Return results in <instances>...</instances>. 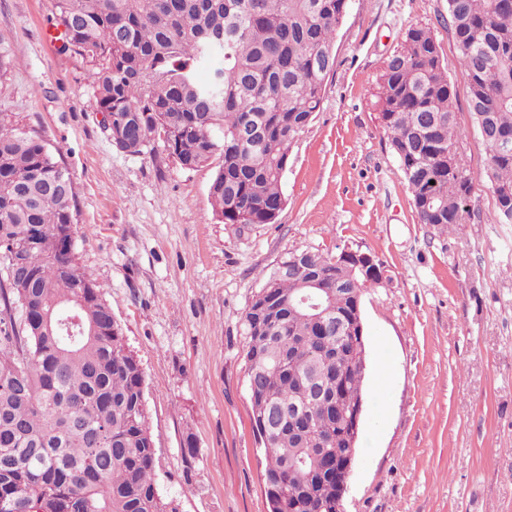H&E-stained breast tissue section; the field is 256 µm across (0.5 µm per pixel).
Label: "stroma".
Listing matches in <instances>:
<instances>
[{
    "instance_id": "obj_1",
    "label": "stroma",
    "mask_w": 512,
    "mask_h": 512,
    "mask_svg": "<svg viewBox=\"0 0 512 512\" xmlns=\"http://www.w3.org/2000/svg\"><path fill=\"white\" fill-rule=\"evenodd\" d=\"M446 0H350L336 68L292 145L272 224H224L215 168L115 150L89 66L63 51L53 0H0V113L71 171L74 252L144 374L159 493L181 512H268L243 317L288 253L377 257L347 512H512V224L499 223ZM431 28L455 88L467 223H420L380 120L378 79ZM194 454H187V447Z\"/></svg>"
}]
</instances>
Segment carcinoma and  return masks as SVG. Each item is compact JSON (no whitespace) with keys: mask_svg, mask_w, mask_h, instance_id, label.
<instances>
[{"mask_svg":"<svg viewBox=\"0 0 512 512\" xmlns=\"http://www.w3.org/2000/svg\"><path fill=\"white\" fill-rule=\"evenodd\" d=\"M447 0L469 106L488 152L502 224H512V7ZM349 0H54L63 46L90 67L92 93L119 152L162 143L184 170L219 159L209 187L218 221L273 224L281 169L320 108ZM207 71V77L200 76ZM380 118L420 223L470 217L472 186L448 167L459 137L455 91L430 28L413 26L388 58ZM435 184H430V181ZM73 176L34 131L0 115V512H180L153 479L144 377L73 240ZM298 275L272 273L266 305L244 316L254 425L265 441L270 512H336L320 456L347 449L336 401L363 399L360 338L318 340L295 299L318 278L328 317L350 322L373 282L334 255L300 251ZM81 325L63 322L65 309Z\"/></svg>","mask_w":512,"mask_h":512,"instance_id":"obj_1","label":"carcinoma"}]
</instances>
